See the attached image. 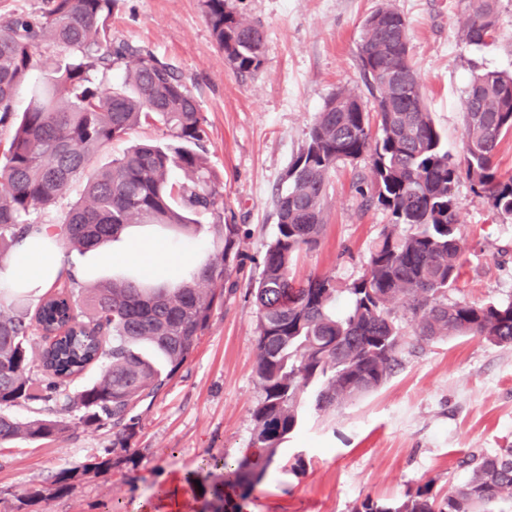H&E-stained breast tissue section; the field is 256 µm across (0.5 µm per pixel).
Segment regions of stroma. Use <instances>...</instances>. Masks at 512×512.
Listing matches in <instances>:
<instances>
[{
	"mask_svg": "<svg viewBox=\"0 0 512 512\" xmlns=\"http://www.w3.org/2000/svg\"><path fill=\"white\" fill-rule=\"evenodd\" d=\"M266 35L261 69L236 74L212 36L204 0H117L115 38L174 65L200 104L209 130L210 166L224 177L226 214L241 227L243 263L224 283L223 303L192 356L138 410L130 447L115 445L112 428L78 427L77 411L17 406L13 415L61 417L74 428L63 439L17 442L0 450V512H141L172 475L194 471L202 458L232 462L251 452L252 411L261 397L254 365L256 313L248 291L276 232L274 193L304 145L325 102L349 90L373 100L356 61L364 20L377 9L401 13L410 30V56L436 127L451 154L463 149V100L474 72H512V0H499L498 37L475 49L458 38L457 0H230ZM367 160L337 164L326 188V225L318 245L302 250L296 279L332 276L345 286L364 274L389 211L365 207L357 189ZM456 197L468 251L450 300L498 301L512 295V224L502 223L460 181ZM166 241L182 254L209 255L206 231L173 237L139 224L113 246V258L57 245V261L72 266L80 286L143 268L165 278L153 257L129 260L146 244ZM512 446V348L457 337L406 349L401 364L376 391L320 412L305 403L299 430L238 512H355L365 500L394 504L433 481L445 492L463 483L460 458ZM111 457L113 466L83 473ZM70 489L54 495L62 471ZM38 489L46 500L26 503Z\"/></svg>",
	"mask_w": 512,
	"mask_h": 512,
	"instance_id": "stroma-1",
	"label": "stroma"
}]
</instances>
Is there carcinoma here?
I'll list each match as a JSON object with an SVG mask.
<instances>
[{"mask_svg": "<svg viewBox=\"0 0 512 512\" xmlns=\"http://www.w3.org/2000/svg\"><path fill=\"white\" fill-rule=\"evenodd\" d=\"M116 0H43L35 14L0 17V128L10 132L0 160V256L27 237L45 235L88 251L118 241L134 224L194 234L205 222L212 252L174 283L115 278L75 299L77 278L61 266L33 311H14L0 296V409L32 402L82 411L79 425L112 423L122 444L138 425L135 409L155 396L189 359L224 296V280L241 263L240 227L224 210V177L205 156L206 119L182 75L169 62L112 37ZM499 0H458L460 40L482 48L497 33ZM212 35L230 68L254 74L263 64L265 33L240 17L229 0H205ZM362 29L357 62L377 114L372 131L361 98L338 91L324 105L308 139L290 163L286 187L275 196L276 234L249 286L257 314L255 374L261 390L252 419L256 457L233 463L202 460L187 481L222 470L214 494L246 497L298 426L305 395L319 410L339 407L378 389L410 344L394 318L401 307L413 340L477 336L512 347V297L474 303L448 301L463 274L465 238L455 186L466 177L492 212L512 221V175L498 173L501 139L512 133V74L472 75L464 99L463 155L445 148L421 94L410 59L405 18L381 7ZM67 54L44 84L32 88L26 109L15 97L37 66L40 50ZM123 73L114 87L102 80ZM160 125L165 142L137 144L105 167L102 147L125 139L141 123ZM369 159L371 194L389 211L366 274L344 288L329 275L291 276L298 252L315 247L325 223L326 185L340 162ZM83 196L57 223L30 219L53 207L76 182ZM349 308L336 313L339 294ZM52 340L33 352L32 325ZM98 374L75 395L68 387L86 370ZM70 426L51 418L20 421L0 412V447L18 440H59ZM467 480L445 494L428 480L405 501L371 500L360 512H492L512 504V448L461 461Z\"/></svg>", "mask_w": 512, "mask_h": 512, "instance_id": "obj_1", "label": "carcinoma"}]
</instances>
